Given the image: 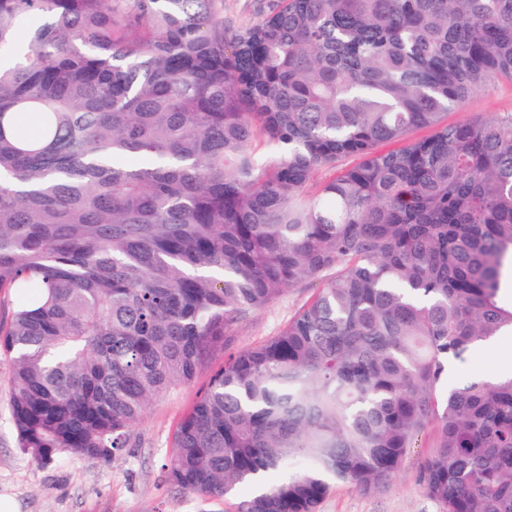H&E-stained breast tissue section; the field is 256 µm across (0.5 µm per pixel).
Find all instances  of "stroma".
I'll return each mask as SVG.
<instances>
[{
	"mask_svg": "<svg viewBox=\"0 0 512 512\" xmlns=\"http://www.w3.org/2000/svg\"><path fill=\"white\" fill-rule=\"evenodd\" d=\"M512 113V81L494 80L446 116L460 122L474 116ZM305 282L288 289L267 306L239 322L230 341L236 352L276 335L315 294ZM512 366V335L499 337L493 348L474 350L459 363L449 380H479ZM201 372L193 384L177 388L154 401L134 427L131 444L105 464L76 454H63L52 463H34L18 445L9 406L10 380L6 360L0 359V496L11 497L18 512H234L230 501L203 503L173 486L164 469L173 433L210 379ZM433 443L432 432L419 436L392 485L381 492L363 493L338 483L331 487L319 512H441L419 482V467Z\"/></svg>",
	"mask_w": 512,
	"mask_h": 512,
	"instance_id": "1",
	"label": "stroma"
}]
</instances>
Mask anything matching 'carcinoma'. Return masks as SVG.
Returning a JSON list of instances; mask_svg holds the SVG:
<instances>
[{
    "label": "carcinoma",
    "instance_id": "obj_1",
    "mask_svg": "<svg viewBox=\"0 0 512 512\" xmlns=\"http://www.w3.org/2000/svg\"><path fill=\"white\" fill-rule=\"evenodd\" d=\"M260 2L230 34L224 0H0V49L29 37L0 65L19 447L108 460L247 313L318 279L213 372L171 483L235 512H318L334 483L388 488L433 426L423 492L512 512V375L448 386L512 333V114L444 121L512 80V0Z\"/></svg>",
    "mask_w": 512,
    "mask_h": 512
}]
</instances>
